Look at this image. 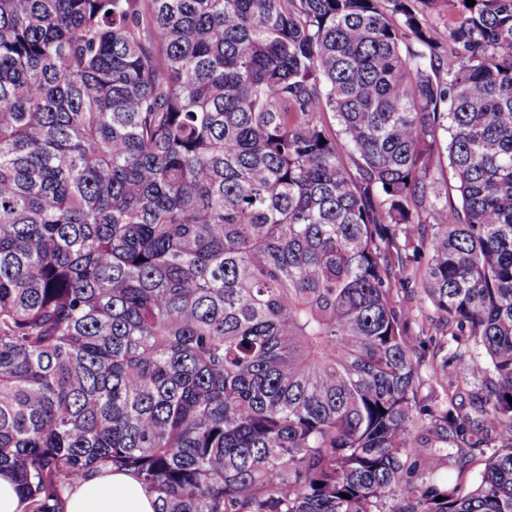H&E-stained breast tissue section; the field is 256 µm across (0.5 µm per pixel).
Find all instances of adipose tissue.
Instances as JSON below:
<instances>
[{
	"mask_svg": "<svg viewBox=\"0 0 512 512\" xmlns=\"http://www.w3.org/2000/svg\"><path fill=\"white\" fill-rule=\"evenodd\" d=\"M156 494L145 491L127 471L104 469L66 493L63 512H157Z\"/></svg>",
	"mask_w": 512,
	"mask_h": 512,
	"instance_id": "1",
	"label": "adipose tissue"
}]
</instances>
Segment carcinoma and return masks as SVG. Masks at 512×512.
Here are the masks:
<instances>
[{
    "mask_svg": "<svg viewBox=\"0 0 512 512\" xmlns=\"http://www.w3.org/2000/svg\"><path fill=\"white\" fill-rule=\"evenodd\" d=\"M378 2L0 0L25 512L105 467L158 512H512V0H455L444 44L431 0ZM416 281L456 344L440 401L395 299ZM433 174L439 205L447 204L448 208H459V193L451 170L448 168L446 153H440L434 157Z\"/></svg>",
    "mask_w": 512,
    "mask_h": 512,
    "instance_id": "obj_1",
    "label": "carcinoma"
}]
</instances>
